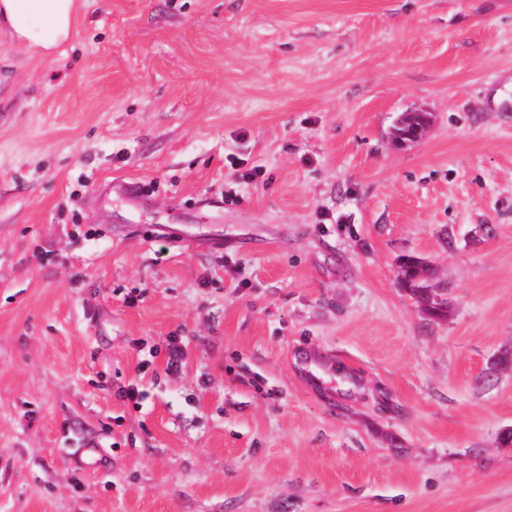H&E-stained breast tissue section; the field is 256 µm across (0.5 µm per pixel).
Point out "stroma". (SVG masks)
I'll return each instance as SVG.
<instances>
[{"label": "stroma", "mask_w": 512, "mask_h": 512, "mask_svg": "<svg viewBox=\"0 0 512 512\" xmlns=\"http://www.w3.org/2000/svg\"><path fill=\"white\" fill-rule=\"evenodd\" d=\"M509 98L512 0H79L64 53L0 36V512H512Z\"/></svg>", "instance_id": "obj_1"}]
</instances>
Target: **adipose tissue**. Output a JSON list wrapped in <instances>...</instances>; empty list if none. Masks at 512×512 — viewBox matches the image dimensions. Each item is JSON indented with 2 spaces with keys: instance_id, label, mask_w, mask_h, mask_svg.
<instances>
[{
  "instance_id": "obj_1",
  "label": "adipose tissue",
  "mask_w": 512,
  "mask_h": 512,
  "mask_svg": "<svg viewBox=\"0 0 512 512\" xmlns=\"http://www.w3.org/2000/svg\"><path fill=\"white\" fill-rule=\"evenodd\" d=\"M76 0H0V33L27 51L48 56L69 41Z\"/></svg>"
}]
</instances>
